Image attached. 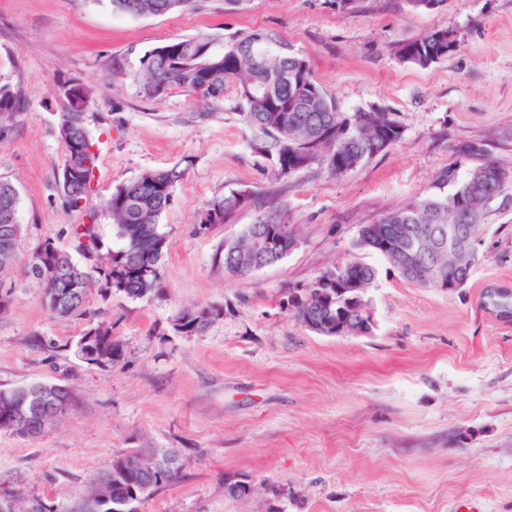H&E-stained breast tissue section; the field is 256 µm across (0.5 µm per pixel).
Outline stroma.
Here are the masks:
<instances>
[{"label":"stroma","instance_id":"35a3bbf8","mask_svg":"<svg viewBox=\"0 0 512 512\" xmlns=\"http://www.w3.org/2000/svg\"><path fill=\"white\" fill-rule=\"evenodd\" d=\"M264 29L303 56L345 112L396 114L402 140L336 176L311 166L280 178L266 137L247 126L234 86L203 102L174 86L144 96L145 52L201 32L224 40ZM457 30L459 46L429 68L399 62L395 46ZM0 76L26 101L12 138L0 142V178L19 193L22 234L0 315V388L32 381L70 385L76 403L30 439L0 430V497L18 512L40 503L72 512L113 456L177 448L182 471L139 512H512V177L490 203L480 260L448 293L400 278L357 245L361 228L432 192L468 141L512 174V0H443L432 11L405 0H196L160 16L114 12L110 0H0ZM87 82V126L99 152L86 213L68 211L57 173L61 79ZM187 165L160 223L168 235L163 299L90 293L89 308L113 325L124 358L86 364L66 350L84 320L44 307L25 263L33 245L68 246L73 225L141 172ZM234 190L251 205L196 232L211 200ZM287 203L298 242L282 261L247 276L213 256L254 222L272 196ZM361 260L377 279L366 297V335L321 336L279 304L282 293L334 265ZM220 305L197 336L172 329L190 305ZM250 481L232 498L226 479Z\"/></svg>","mask_w":512,"mask_h":512}]
</instances>
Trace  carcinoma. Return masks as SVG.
<instances>
[{
  "label": "carcinoma",
  "instance_id": "obj_1",
  "mask_svg": "<svg viewBox=\"0 0 512 512\" xmlns=\"http://www.w3.org/2000/svg\"><path fill=\"white\" fill-rule=\"evenodd\" d=\"M115 10L133 17L163 15L185 9L193 0H111ZM450 29L432 31L420 38L396 45V58L427 68L448 56L440 51L436 36ZM214 38L207 33L176 40L181 56L170 61L150 51L141 60V85L146 97L156 99L173 86L183 87L202 99L220 100L233 84L242 102L244 121L270 139L264 146L275 157L282 177L318 165L326 170L337 160L358 167L397 144L404 127L390 112H343L315 80L311 69L300 70L297 54L261 29L238 33L225 41L224 52L212 51ZM65 78L55 92L63 102L58 136L64 157L58 186L65 207L82 210L92 189L97 152L86 124L85 110L92 89L67 87ZM24 109L21 93L9 82L0 83V141L11 138L17 118ZM485 155L484 145L460 147V160L443 170L435 192L410 205L393 210L377 223L362 228L357 246L387 260L406 281L422 287L454 292L464 287L477 258L472 251L448 252V241L440 226L455 224L477 236L487 206L494 197L485 194L479 174L500 166L485 161L459 176L465 160ZM185 169L178 165L147 170L119 186L104 203L112 220L116 245L104 248L98 224H77L73 228L72 250H64L50 239L39 242L29 253L27 273L42 285V302L60 318H84L88 326L77 339L65 344L87 364L110 367L124 357V345L112 334V324L89 318L88 296L92 289L107 298L120 293L131 300L159 295L161 268L167 252V234L159 219L173 200L175 188ZM252 202L246 190L232 192L210 202L202 213L197 231L224 224L238 210ZM18 190L0 178V284L17 262L21 233L18 221ZM297 244L295 225L288 206L276 202L261 211L255 221L230 242L222 245L215 261L224 271L247 276L262 266L273 265ZM84 261L76 263L74 254ZM378 275L375 266L354 261L333 266L313 281L283 293L281 305L318 335H350L357 328H372L360 302L361 290L371 287ZM215 306H186L174 319L172 329L183 336L204 333L221 316ZM24 396L23 387L0 390V430L37 437L45 431L40 418L25 424L12 417L13 407ZM75 395L69 386L58 389L53 405L65 416ZM181 453L177 448H137L116 454L103 478L109 499L101 512H138L137 504L151 493L169 485L178 476Z\"/></svg>",
  "mask_w": 512,
  "mask_h": 512
}]
</instances>
